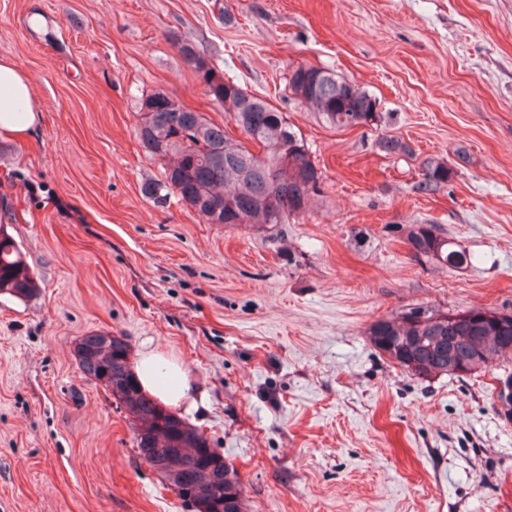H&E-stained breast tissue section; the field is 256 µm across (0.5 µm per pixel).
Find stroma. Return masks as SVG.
<instances>
[{
    "label": "stroma",
    "instance_id": "1",
    "mask_svg": "<svg viewBox=\"0 0 512 512\" xmlns=\"http://www.w3.org/2000/svg\"><path fill=\"white\" fill-rule=\"evenodd\" d=\"M185 41L301 130L323 174L308 212L211 224L165 188L136 135L148 95L240 135ZM0 57L43 118L0 139V229L39 282L0 291V512H195L82 374L98 330L178 361L183 418L236 470L244 512H512L495 396L512 362L419 378L367 336L414 306L512 312V0H0ZM299 63L369 91L379 122L322 124L287 88ZM428 157L451 170L432 192ZM412 224L473 263L415 259Z\"/></svg>",
    "mask_w": 512,
    "mask_h": 512
}]
</instances>
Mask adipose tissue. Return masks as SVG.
<instances>
[{
    "mask_svg": "<svg viewBox=\"0 0 512 512\" xmlns=\"http://www.w3.org/2000/svg\"><path fill=\"white\" fill-rule=\"evenodd\" d=\"M41 118L25 71L13 60L0 57V139L27 140ZM134 372L142 390L150 396L173 408L185 405V375L177 362H164L162 355L150 349L141 354Z\"/></svg>",
    "mask_w": 512,
    "mask_h": 512,
    "instance_id": "ef3b65f1",
    "label": "adipose tissue"
}]
</instances>
